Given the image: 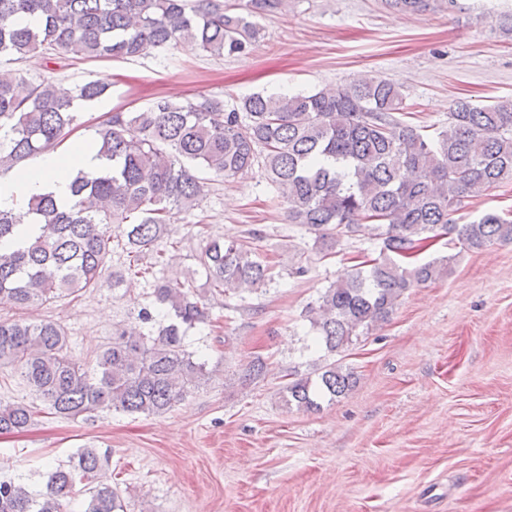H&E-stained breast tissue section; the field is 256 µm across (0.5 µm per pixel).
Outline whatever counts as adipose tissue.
Masks as SVG:
<instances>
[{"instance_id": "ef3b65f1", "label": "adipose tissue", "mask_w": 512, "mask_h": 512, "mask_svg": "<svg viewBox=\"0 0 512 512\" xmlns=\"http://www.w3.org/2000/svg\"><path fill=\"white\" fill-rule=\"evenodd\" d=\"M104 164L93 141L80 139L63 153L43 154L36 165L21 166L0 178V210H19L31 198L51 194L61 201L71 197L78 172H93Z\"/></svg>"}]
</instances>
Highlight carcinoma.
<instances>
[{"label":"carcinoma","instance_id":"carcinoma-1","mask_svg":"<svg viewBox=\"0 0 512 512\" xmlns=\"http://www.w3.org/2000/svg\"><path fill=\"white\" fill-rule=\"evenodd\" d=\"M385 4L405 13L429 6ZM287 6L288 0H0V57L128 59L181 40L216 57L241 54L260 37L259 19ZM32 16L38 27L20 24ZM107 91L93 81L62 89L0 68V173L61 143L77 126L78 106ZM406 109L399 86L367 77L314 93H256L231 105L217 96L161 97L144 109L107 113L95 138L106 164L75 177L70 204L45 195L25 210H0V242L29 219L37 229L25 246L0 249V306L27 310L99 287L119 237L135 265L112 272V287L151 277L153 306L140 308L137 320L158 327L117 329L89 369L70 359L60 323L0 320V366L14 367L49 410L66 418L112 410L160 415L207 383V363L185 346L190 330L211 321L204 294L259 288L272 280L270 268L248 244L211 240L198 269L181 279L158 276L164 253L156 245L169 234L172 215L193 208L200 174L235 179L256 168L288 204V223L314 234L322 256L333 254L343 236L381 240L377 257L341 275L305 310L314 341L343 351L387 322L409 289L447 272L446 256L414 261L421 235L475 249L512 242V220L497 213L468 224L454 218L466 199L512 183V100H458L448 126L433 137L396 118ZM199 273L204 288L196 285ZM356 383L353 371L334 363L313 378L290 370L281 398L318 411ZM38 413L32 404L0 400V435L29 428ZM80 492L89 494L84 512H124L107 457L95 448L79 449L77 460L57 467L36 495L20 479H0V512H68Z\"/></svg>","mask_w":512,"mask_h":512}]
</instances>
